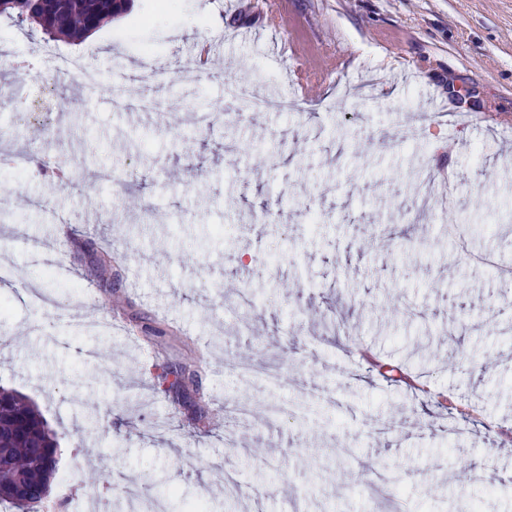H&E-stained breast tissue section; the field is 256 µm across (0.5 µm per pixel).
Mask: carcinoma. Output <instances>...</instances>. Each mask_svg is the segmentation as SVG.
<instances>
[{
	"label": "carcinoma",
	"instance_id": "1",
	"mask_svg": "<svg viewBox=\"0 0 512 512\" xmlns=\"http://www.w3.org/2000/svg\"><path fill=\"white\" fill-rule=\"evenodd\" d=\"M123 12L114 0H55L40 13L31 9V0H0V16L33 25L53 41L82 39ZM193 376L194 369L183 365L170 383L160 376L159 385L178 394ZM57 452V440L37 409L17 392L0 388V504L18 508L11 492L16 484L36 491L51 486L56 472L47 471L44 462Z\"/></svg>",
	"mask_w": 512,
	"mask_h": 512
}]
</instances>
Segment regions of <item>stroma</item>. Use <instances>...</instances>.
Listing matches in <instances>:
<instances>
[{
	"label": "stroma",
	"instance_id": "obj_1",
	"mask_svg": "<svg viewBox=\"0 0 512 512\" xmlns=\"http://www.w3.org/2000/svg\"><path fill=\"white\" fill-rule=\"evenodd\" d=\"M53 77L50 140L0 112V150L29 158L0 163L23 207L0 216V387L57 436L60 512H131L132 477L161 512H512V447L485 429L512 420V0H135L50 45L0 17V96ZM75 238L97 253L72 261ZM363 346L481 419L449 434ZM205 357L182 401L162 392L163 365ZM240 361L279 386L243 383ZM237 402L233 440L190 419ZM462 459L482 475L470 506Z\"/></svg>",
	"mask_w": 512,
	"mask_h": 512
}]
</instances>
